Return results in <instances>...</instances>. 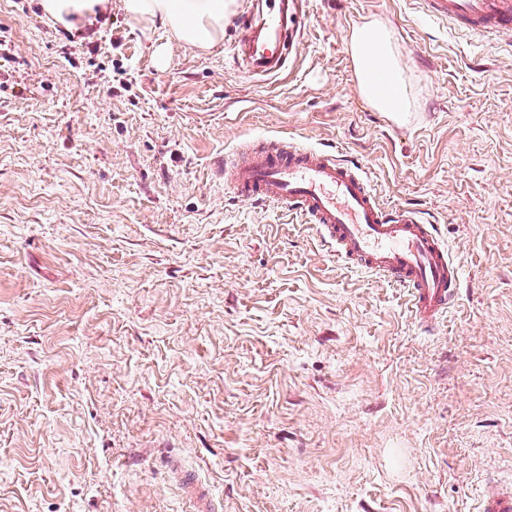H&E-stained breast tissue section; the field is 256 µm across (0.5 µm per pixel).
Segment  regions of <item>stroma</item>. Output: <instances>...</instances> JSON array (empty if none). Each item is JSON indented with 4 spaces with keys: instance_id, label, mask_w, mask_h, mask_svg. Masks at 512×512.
<instances>
[{
    "instance_id": "obj_1",
    "label": "stroma",
    "mask_w": 512,
    "mask_h": 512,
    "mask_svg": "<svg viewBox=\"0 0 512 512\" xmlns=\"http://www.w3.org/2000/svg\"><path fill=\"white\" fill-rule=\"evenodd\" d=\"M112 9L98 48L0 0V512H476L512 480V45L418 0H307L250 76ZM391 33L410 99L362 95L349 35ZM331 148L460 265L435 327L311 224L224 191L250 138ZM170 476L181 488L191 505V512H216L210 488L195 471L182 467L177 461L170 464Z\"/></svg>"
}]
</instances>
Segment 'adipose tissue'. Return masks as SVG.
Here are the masks:
<instances>
[{
	"instance_id": "ef3b65f1",
	"label": "adipose tissue",
	"mask_w": 512,
	"mask_h": 512,
	"mask_svg": "<svg viewBox=\"0 0 512 512\" xmlns=\"http://www.w3.org/2000/svg\"><path fill=\"white\" fill-rule=\"evenodd\" d=\"M232 0H124L128 16L147 23H162L182 45L206 50L224 37V17ZM48 19L72 34L108 12L110 0H42ZM359 87L376 109L395 115L409 111L410 102L401 77L392 37L369 23L350 36Z\"/></svg>"
}]
</instances>
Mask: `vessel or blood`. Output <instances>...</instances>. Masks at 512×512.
I'll return each mask as SVG.
<instances>
[{"label":"vessel or blood","mask_w":512,"mask_h":512,"mask_svg":"<svg viewBox=\"0 0 512 512\" xmlns=\"http://www.w3.org/2000/svg\"><path fill=\"white\" fill-rule=\"evenodd\" d=\"M425 13L512 43V0H421ZM303 0H258L237 22L234 55L244 69L284 71L301 35ZM224 187L239 202L271 203L305 216L337 261L408 288L420 322L433 326L458 299L460 267L435 225L412 209L385 208L360 164L292 141L242 145L224 162ZM191 512H217L195 471L171 463ZM477 512H512V483L492 484Z\"/></svg>","instance_id":"b4317fda"}]
</instances>
